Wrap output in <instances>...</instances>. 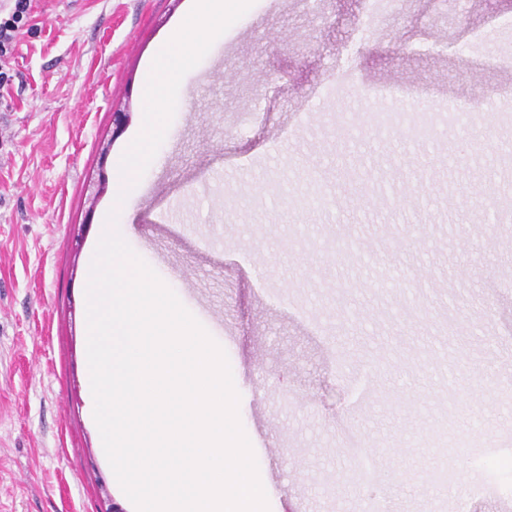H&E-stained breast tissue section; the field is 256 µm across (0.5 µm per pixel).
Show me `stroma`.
<instances>
[{
    "mask_svg": "<svg viewBox=\"0 0 512 512\" xmlns=\"http://www.w3.org/2000/svg\"><path fill=\"white\" fill-rule=\"evenodd\" d=\"M190 6L33 0L5 69L0 512L134 510L90 411L84 282L150 62ZM508 142L512 0H254L184 76L117 229L225 350L270 512L512 507L431 479L451 430L476 443L467 481L512 484L491 470L512 452Z\"/></svg>",
    "mask_w": 512,
    "mask_h": 512,
    "instance_id": "stroma-1",
    "label": "stroma"
}]
</instances>
